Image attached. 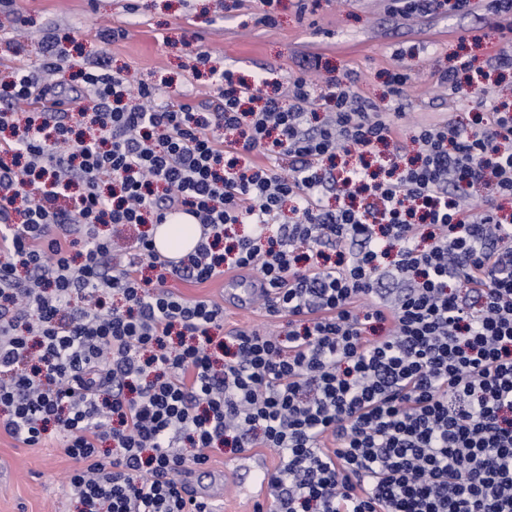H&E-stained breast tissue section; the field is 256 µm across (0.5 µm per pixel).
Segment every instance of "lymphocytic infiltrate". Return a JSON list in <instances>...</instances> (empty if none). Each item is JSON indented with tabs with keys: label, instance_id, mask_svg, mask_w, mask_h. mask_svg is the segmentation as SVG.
Returning a JSON list of instances; mask_svg holds the SVG:
<instances>
[{
	"label": "lymphocytic infiltrate",
	"instance_id": "1",
	"mask_svg": "<svg viewBox=\"0 0 512 512\" xmlns=\"http://www.w3.org/2000/svg\"><path fill=\"white\" fill-rule=\"evenodd\" d=\"M66 59L49 37L0 80V430L63 435L80 512H203L181 477L222 448L278 456L276 512H512V103L460 84L470 60L435 76L468 88L473 122L400 125L350 74L318 116L315 57L277 96L212 71L204 112L103 56L41 84ZM174 211L193 253L170 264L144 234L117 263L105 226ZM234 224L253 232L225 245ZM324 242L334 262L300 265ZM228 268L301 330L228 333L222 304L166 286Z\"/></svg>",
	"mask_w": 512,
	"mask_h": 512
}]
</instances>
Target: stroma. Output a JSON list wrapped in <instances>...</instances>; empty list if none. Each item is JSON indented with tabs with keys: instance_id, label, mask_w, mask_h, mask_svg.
Segmentation results:
<instances>
[{
	"instance_id": "obj_1",
	"label": "stroma",
	"mask_w": 512,
	"mask_h": 512,
	"mask_svg": "<svg viewBox=\"0 0 512 512\" xmlns=\"http://www.w3.org/2000/svg\"><path fill=\"white\" fill-rule=\"evenodd\" d=\"M386 0H12L0 9V67L38 65L41 43L61 39L70 64L58 80L69 81L77 67L99 55L152 86L160 101L193 106L209 101L207 74L194 69L196 52L210 56L211 66L230 68L245 77L263 75L270 83H287L297 74L302 55L322 57L323 82L351 71L356 90L389 113L405 111L407 120L440 122L465 119L469 100H455L435 85L436 66L452 65L456 55L483 59L512 33L472 0L469 12L444 11L429 19H404L388 13ZM271 14L274 25L262 23ZM125 29L124 39L105 44L102 23ZM480 36L477 45L461 46L460 36ZM402 67L410 79L402 95L392 96L385 72ZM297 317L266 307L224 309V329L267 330L285 334ZM77 463L68 456L60 435L31 448L0 432V512H79L62 483Z\"/></svg>"
}]
</instances>
